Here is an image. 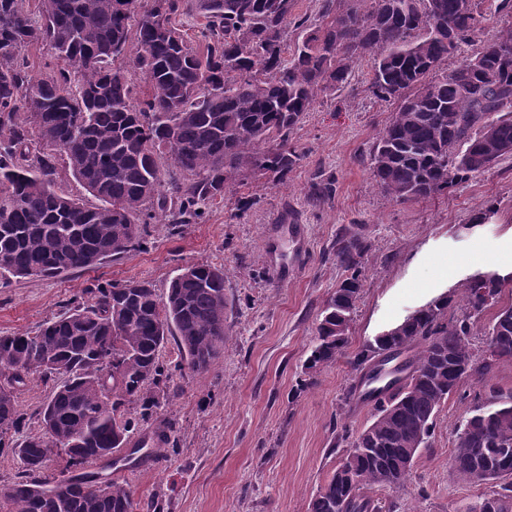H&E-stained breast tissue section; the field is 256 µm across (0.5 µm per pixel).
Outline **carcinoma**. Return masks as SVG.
<instances>
[{
    "instance_id": "1",
    "label": "carcinoma",
    "mask_w": 512,
    "mask_h": 512,
    "mask_svg": "<svg viewBox=\"0 0 512 512\" xmlns=\"http://www.w3.org/2000/svg\"><path fill=\"white\" fill-rule=\"evenodd\" d=\"M0 0V279L54 278L96 268L147 244L161 212L174 230L202 216L204 203L234 198L268 176L284 183L301 154L291 133L319 94L347 80L352 64L372 59L371 87L398 110L371 150L381 192L395 202L448 194L512 157V26L460 65L441 71L459 44L473 41L489 13L512 15V0H322L319 17L295 15L297 0H195L206 19L202 42L187 44L173 17L186 0ZM298 32L288 49V29ZM47 45L63 66L30 73L26 51ZM149 90L137 97L124 60ZM98 203L55 189L58 169ZM336 191L312 184L315 202ZM356 235L336 242L345 277L322 311L317 342L304 362L313 377L342 354L336 324L351 322L363 288ZM512 275L477 273L465 282V313L447 315L439 298L391 333L366 342L357 368L368 384L391 361L390 391L372 421L309 503L308 512H381L363 490L395 486L410 452L430 437L441 404L466 380L485 384L484 401L459 427L453 467L464 481L502 479L500 490L455 512H512V392L492 383L512 359V305L488 326L485 349L468 336L496 305ZM93 302L69 308L36 331L0 336V449L22 426L17 395L41 372L63 381L38 412L41 434L14 452L25 479L0 495V512H137L131 492L85 472L130 442V405L151 416L161 387L159 353L177 340L181 362L207 368L224 349V270L181 269L160 299L148 281L99 283ZM398 397L400 408L391 407ZM65 448L69 474L41 477L48 449Z\"/></svg>"
}]
</instances>
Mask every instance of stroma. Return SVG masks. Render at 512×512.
I'll list each match as a JSON object with an SVG mask.
<instances>
[{
	"label": "stroma",
	"mask_w": 512,
	"mask_h": 512,
	"mask_svg": "<svg viewBox=\"0 0 512 512\" xmlns=\"http://www.w3.org/2000/svg\"><path fill=\"white\" fill-rule=\"evenodd\" d=\"M372 61L360 59L344 88L319 97L291 139L301 154L286 183L266 178L246 190L258 202L244 214L218 200L203 218L171 234L162 218L150 226L147 245L103 266L58 278L29 277L0 285V336L35 330L88 300L96 281L152 282L166 297L184 266L208 262L224 271L227 319L224 351L208 369L182 366L175 340L160 361L170 396L149 421L136 423L132 439L170 427L163 454L140 457L118 469L86 464L154 501L156 512H307L312 497L374 407L349 399L358 382L354 356L429 302L451 297L448 314L464 311V282L478 271L512 272V161L503 160L445 196L405 203L388 200L376 185L369 155L398 103L370 89ZM334 180L336 192L309 200L316 174ZM489 212L486 224L471 217ZM356 234L369 245L361 262L363 288L348 344L312 385L300 388L320 313L343 277L336 241ZM55 385L41 374L18 397L26 424L19 439L40 431L37 411ZM483 389L464 382L441 406L433 433L408 479L368 494L397 512H453L499 490L475 486L452 466L457 431Z\"/></svg>",
	"instance_id": "35a3bbf8"
}]
</instances>
